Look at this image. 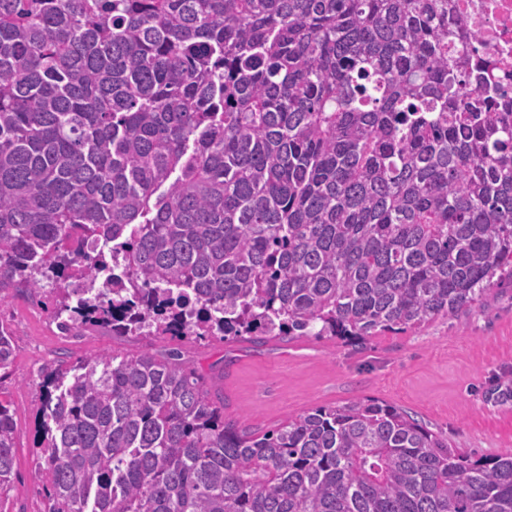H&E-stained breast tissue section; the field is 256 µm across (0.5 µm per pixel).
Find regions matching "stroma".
Listing matches in <instances>:
<instances>
[{"mask_svg":"<svg viewBox=\"0 0 512 512\" xmlns=\"http://www.w3.org/2000/svg\"><path fill=\"white\" fill-rule=\"evenodd\" d=\"M0 322L13 333L16 353L0 398L15 410L16 463L0 512H46L44 476L33 450L38 441V374L59 360L104 351L161 352L170 339L115 336L107 330L61 332L51 307L25 295L0 303ZM184 361L214 379L229 415L267 430L319 406L358 397L406 410L459 450L512 454V400L495 390L512 379V282L490 287L470 310L421 328L378 333L361 340L300 336L256 342L219 339L184 342Z\"/></svg>","mask_w":512,"mask_h":512,"instance_id":"1","label":"stroma"}]
</instances>
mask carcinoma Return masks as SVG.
Listing matches in <instances>:
<instances>
[{"label": "carcinoma", "mask_w": 512, "mask_h": 512, "mask_svg": "<svg viewBox=\"0 0 512 512\" xmlns=\"http://www.w3.org/2000/svg\"><path fill=\"white\" fill-rule=\"evenodd\" d=\"M456 38L453 0H0V301L177 341L467 312L512 281V100ZM40 387L48 512H512V457L374 398L252 432L175 351ZM15 441L0 400V493Z\"/></svg>", "instance_id": "obj_1"}]
</instances>
